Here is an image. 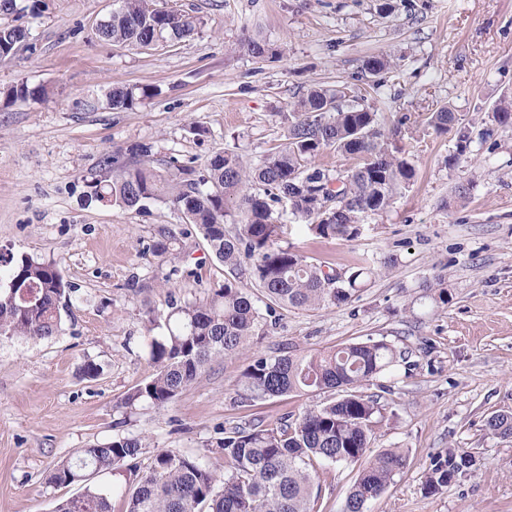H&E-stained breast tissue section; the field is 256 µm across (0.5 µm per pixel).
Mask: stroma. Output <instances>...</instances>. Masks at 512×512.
I'll return each mask as SVG.
<instances>
[{
    "label": "stroma",
    "instance_id": "1",
    "mask_svg": "<svg viewBox=\"0 0 512 512\" xmlns=\"http://www.w3.org/2000/svg\"><path fill=\"white\" fill-rule=\"evenodd\" d=\"M18 0L29 40L0 61V254L55 262L73 285L61 331L40 341L0 338V512H54L86 486L110 493L124 512L126 468L87 482L47 479L75 449L142 435L140 467L170 450L216 474L224 456L210 443L223 426L279 425L322 393L290 394L248 406L238 395L243 355L212 361L166 407L125 411V396L156 371L145 341V308L167 296L206 300L225 269L196 227L169 203L125 210L91 199L105 158L131 144L151 148L155 169L177 163L204 171L217 152L257 164L282 145L294 103L311 88L351 81L364 58L393 67L372 104L411 154L416 178L385 211L362 218L352 241L323 239L281 211L295 250L340 271L395 265L351 302L320 310L274 308L249 350L269 356L382 340L404 354L363 385L385 407L369 455L408 452L406 467L365 512H512V439L487 433L494 412L512 410V129L480 132L500 100L512 99V0H154L196 23L194 34L151 48L100 39L97 24L117 0ZM258 37L281 50L262 60ZM26 84L30 97L6 98ZM115 87L149 89L132 108H109ZM447 104L470 123L436 133L429 112ZM455 166H448L450 154ZM472 183L466 198L457 185ZM176 230L180 257L150 247L162 226ZM446 277L447 304H416L424 282ZM99 364L96 378L82 367ZM477 452L480 468L434 496L422 489L429 457L448 448ZM313 512H343L356 467L314 461Z\"/></svg>",
    "mask_w": 512,
    "mask_h": 512
}]
</instances>
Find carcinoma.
<instances>
[{"instance_id":"carcinoma-1","label":"carcinoma","mask_w":512,"mask_h":512,"mask_svg":"<svg viewBox=\"0 0 512 512\" xmlns=\"http://www.w3.org/2000/svg\"><path fill=\"white\" fill-rule=\"evenodd\" d=\"M112 11L105 41L150 48L156 37L182 39L195 30L193 18L177 10H161L152 0H120ZM22 29L0 22L2 50L15 49ZM391 68L383 55L366 57L357 80L363 87L351 96L348 86L313 89L295 104L287 142L254 167L229 152L215 154L206 172L189 166L163 175L145 160L151 149L145 144L127 148L126 160L103 162L102 174L92 183L97 201L123 209L141 210L150 200L163 199L198 227L211 254L224 264V286L212 290L199 303H180L170 295L167 311H148L147 341L156 373L124 398L132 409L140 403L158 408L179 397L214 359L241 352L251 338L264 333L263 316L249 278L272 306L317 310L352 300L365 282L377 274L373 267L336 271L309 260L294 247L281 244L283 225L275 219L286 208L307 229L323 239L351 241L362 230L365 213L386 210L415 181V165L401 155L379 127L377 113L365 104L367 95L382 86ZM131 88L112 89V109L133 106ZM489 121L512 127V102H500ZM428 124L438 133L457 128L459 151L470 143V132L455 110L442 105L430 113ZM327 148L356 160L333 173L320 168L316 159ZM339 183L336 193L329 185ZM176 233L164 226L153 241L152 252L175 259ZM27 292L9 287L14 280ZM444 276L423 284L437 303H448ZM73 286L53 262L29 256H0V337L29 340L56 335L68 315ZM165 327L164 334L153 331ZM401 353L383 340L351 343L327 353L275 357L253 355L243 370L239 386L243 399L255 402L293 392H340L324 405L305 409L276 427L262 422L220 428L210 443L224 454V477L199 462L171 451L154 455L147 471L137 469L146 447L140 435L117 434L112 440L76 451L73 459L59 464L50 475L54 486L82 481V471L114 470L122 466L136 477V487L125 501V512H313L310 507L315 460L359 466L358 476L346 500V512H364L367 502L379 498L405 466L407 452L389 449L365 460L373 427L383 418L377 400L357 388L393 366ZM488 433L512 438V411L488 417ZM478 457L464 448H448L432 457L424 470L423 490L436 495L472 474ZM54 512H111L107 494L88 488L76 498L59 502Z\"/></svg>"}]
</instances>
